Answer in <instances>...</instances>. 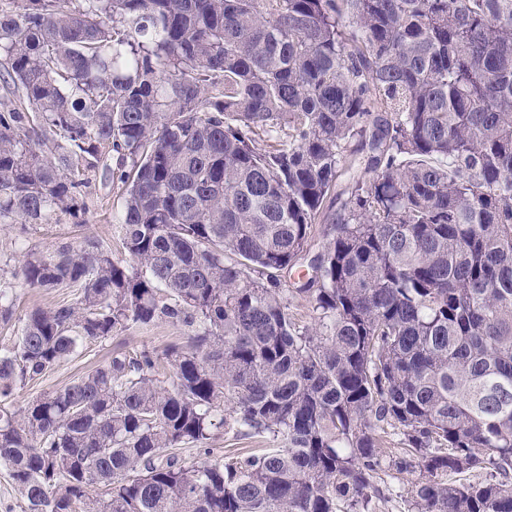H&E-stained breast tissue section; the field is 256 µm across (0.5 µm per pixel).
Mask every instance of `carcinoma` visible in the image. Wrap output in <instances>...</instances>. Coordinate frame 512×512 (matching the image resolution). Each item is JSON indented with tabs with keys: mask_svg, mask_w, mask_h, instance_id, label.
<instances>
[{
	"mask_svg": "<svg viewBox=\"0 0 512 512\" xmlns=\"http://www.w3.org/2000/svg\"><path fill=\"white\" fill-rule=\"evenodd\" d=\"M10 4L0 224L77 217L102 169L129 257L86 238L12 272L75 292L0 345L24 512H369L387 470L412 512H512V0ZM163 322L184 341L8 404ZM227 430L283 447L179 457ZM182 336H186L182 327L159 324L148 329L131 327L115 334L112 338L88 343L75 357L62 363L42 380L18 390L14 395L13 405L16 408L24 406L43 392L61 388L82 372L103 362L113 351L133 353L149 348L160 354L170 345L182 342Z\"/></svg>",
	"mask_w": 512,
	"mask_h": 512,
	"instance_id": "1",
	"label": "carcinoma"
}]
</instances>
